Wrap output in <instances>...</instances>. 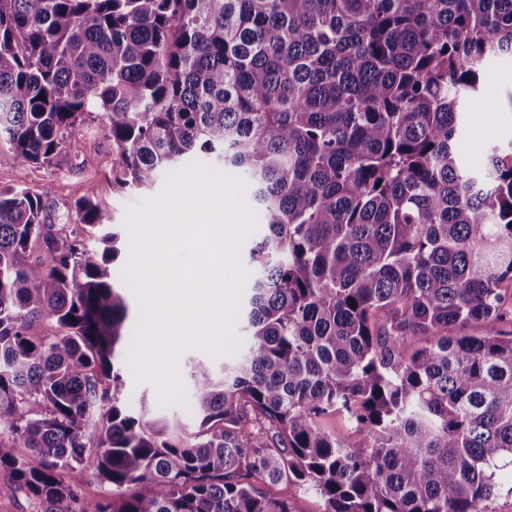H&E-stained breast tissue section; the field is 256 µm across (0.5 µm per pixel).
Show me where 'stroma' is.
<instances>
[{
	"instance_id": "stroma-1",
	"label": "stroma",
	"mask_w": 512,
	"mask_h": 512,
	"mask_svg": "<svg viewBox=\"0 0 512 512\" xmlns=\"http://www.w3.org/2000/svg\"><path fill=\"white\" fill-rule=\"evenodd\" d=\"M493 73L486 83V93L469 103L470 115L480 131L459 139L456 151L468 163L481 165L488 149L494 144L512 140V103L507 94L512 91V59L504 57L492 65ZM87 135L82 144L68 146L54 164L48 167L26 166L25 181L32 192L39 195L45 207V216L51 224H71L76 220L74 203L84 197L103 202L112 223H125L130 209L157 198L164 190L166 179L158 177L152 189L136 193H123L112 187V160L114 150L106 137L98 114L87 120ZM127 401L139 406L148 400L154 417L176 423L183 436L196 432L193 409L160 403L157 387L148 381H137L133 371H126Z\"/></svg>"
}]
</instances>
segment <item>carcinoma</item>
Here are the masks:
<instances>
[{"label": "carcinoma", "instance_id": "1", "mask_svg": "<svg viewBox=\"0 0 512 512\" xmlns=\"http://www.w3.org/2000/svg\"><path fill=\"white\" fill-rule=\"evenodd\" d=\"M502 55L512 0H0V164L51 165L98 112L114 187L212 155L268 228L249 344L195 376L186 439L125 401L108 212L84 198L76 223L48 224L24 177L0 189V485L42 512H293L267 482L321 512H496L512 142L479 167L454 145ZM41 319L55 334H31ZM332 412L366 445L326 431ZM89 449L111 489L95 503L65 481Z\"/></svg>", "mask_w": 512, "mask_h": 512}]
</instances>
